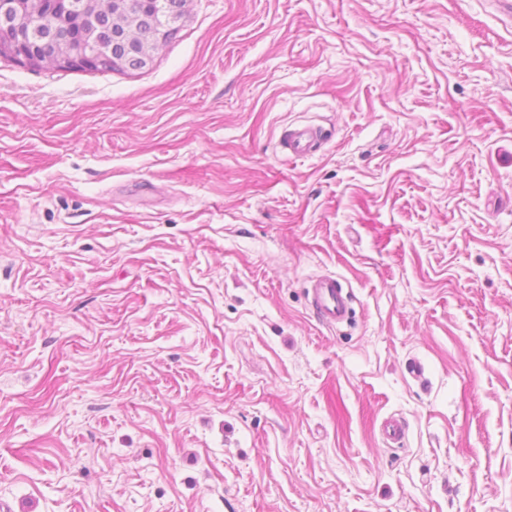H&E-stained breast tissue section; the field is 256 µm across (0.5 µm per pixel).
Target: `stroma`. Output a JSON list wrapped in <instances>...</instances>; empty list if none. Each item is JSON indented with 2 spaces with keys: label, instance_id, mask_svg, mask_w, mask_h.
Segmentation results:
<instances>
[{
  "label": "stroma",
  "instance_id": "35a3bbf8",
  "mask_svg": "<svg viewBox=\"0 0 512 512\" xmlns=\"http://www.w3.org/2000/svg\"><path fill=\"white\" fill-rule=\"evenodd\" d=\"M186 9L142 70L0 58V505L512 512V19ZM323 138L320 128L310 124H298L281 134L279 144L289 158H300L316 151ZM307 296L313 313L323 324L335 326L349 320V289L336 276L321 275L312 278L307 288Z\"/></svg>",
  "mask_w": 512,
  "mask_h": 512
}]
</instances>
